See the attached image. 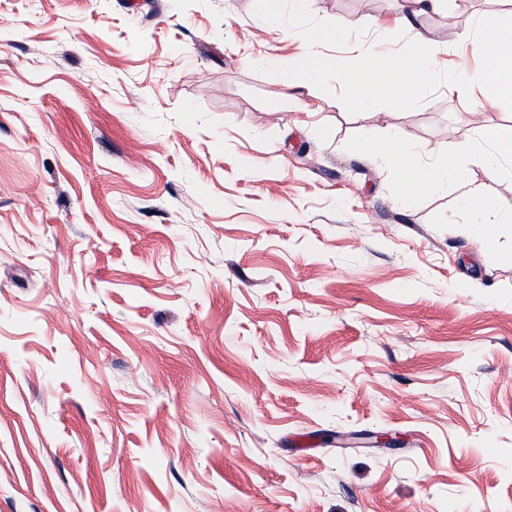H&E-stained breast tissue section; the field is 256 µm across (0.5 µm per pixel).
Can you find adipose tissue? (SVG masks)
Masks as SVG:
<instances>
[{"label": "adipose tissue", "instance_id": "1", "mask_svg": "<svg viewBox=\"0 0 512 512\" xmlns=\"http://www.w3.org/2000/svg\"><path fill=\"white\" fill-rule=\"evenodd\" d=\"M298 36L305 45L301 64L308 82L336 78L347 89L345 106L353 111L372 110L388 98L407 101V88L438 82L443 83L449 95L459 98H470L486 90L494 99H512V33H503L481 21L473 28L427 39L423 51L407 52L395 60L380 51L386 34L378 32L375 40L358 45L357 55L363 61L359 67L346 66L326 52L329 45L343 39L340 27L316 26L299 31ZM449 45L471 49L480 64L444 83L440 80L443 68L438 54ZM477 137L484 148L476 152V161L491 178L512 177V127L481 126ZM349 149L356 154L375 156L394 171L398 198L406 205L412 204L422 189L467 177V169L460 162L465 151L461 145L450 146L447 155L435 163L423 161L417 142L406 133L396 134L385 145L366 136L350 142ZM461 212L465 227L487 244L489 255L499 263L512 264V249L495 246L498 225L512 222V217L498 209L494 198L485 192L472 194L462 200Z\"/></svg>", "mask_w": 512, "mask_h": 512}]
</instances>
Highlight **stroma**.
Here are the masks:
<instances>
[{"label":"stroma","instance_id":"obj_1","mask_svg":"<svg viewBox=\"0 0 512 512\" xmlns=\"http://www.w3.org/2000/svg\"><path fill=\"white\" fill-rule=\"evenodd\" d=\"M259 9L0 0V512H512V265L460 224L473 192L512 212V181L407 207L346 148L406 132L435 162L512 101L350 111L300 86L294 35L341 25L353 66L379 24L413 51L512 10Z\"/></svg>","mask_w":512,"mask_h":512}]
</instances>
